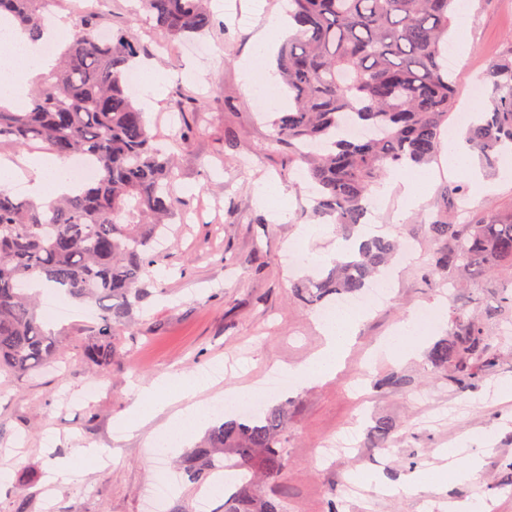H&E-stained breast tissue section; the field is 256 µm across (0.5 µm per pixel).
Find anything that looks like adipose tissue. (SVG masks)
Here are the masks:
<instances>
[{
    "label": "adipose tissue",
    "mask_w": 512,
    "mask_h": 512,
    "mask_svg": "<svg viewBox=\"0 0 512 512\" xmlns=\"http://www.w3.org/2000/svg\"><path fill=\"white\" fill-rule=\"evenodd\" d=\"M292 27L291 20L280 16L271 20L267 30L256 35L252 55L244 57L241 62V76L248 93H257L263 87L275 84V77L270 75L264 82L256 81L255 62L274 49L277 38L285 37ZM48 64L46 57L37 54L22 28H11L5 37L0 38V104L12 109L24 106L33 76ZM24 164L28 170L29 196L35 203L43 204L72 192L73 187L63 177L61 162L56 157L31 155L25 158ZM362 318V313L354 312L321 324L323 346L306 363L289 368V376L299 383L335 376L342 367ZM426 340L425 329L417 315L412 313L391 336L379 343L376 352L407 360L418 353ZM202 388L199 378L185 374H170L140 385L135 406L124 422L125 428H140L158 412L174 404L178 410L169 418L163 431L170 442L182 441L197 425L211 420L209 407L195 399Z\"/></svg>",
    "instance_id": "obj_1"
}]
</instances>
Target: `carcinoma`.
Instances as JSON below:
<instances>
[{
    "label": "carcinoma",
    "instance_id": "obj_1",
    "mask_svg": "<svg viewBox=\"0 0 512 512\" xmlns=\"http://www.w3.org/2000/svg\"><path fill=\"white\" fill-rule=\"evenodd\" d=\"M45 0H0V21L36 41L47 23ZM151 26L172 46L210 32V0H142ZM457 0H288L295 33L279 49L276 74L288 91V111L271 120L274 141L305 166L316 195L313 213L348 237L365 223L372 188L392 169L434 158L455 103L443 51ZM102 10L74 17L71 43L56 67L40 76L31 107H0V143L17 150L36 145L97 167L74 196L41 206L0 191V372L16 375L55 365L58 335L38 312L43 281L67 298L94 308L84 359L103 371L112 365L116 333L142 301L138 288L161 258L157 238L182 201L175 194V153L152 133L126 76L140 53L127 30L99 37ZM491 107L477 114L467 142L487 167L512 152V38L486 71ZM202 99L183 93L173 110L194 114ZM443 197L423 225L433 245L426 276L458 291L470 304L452 303L448 335L435 341L426 363L457 392L475 389L500 364L512 338V213L494 204L459 214ZM398 250L392 238L364 240L351 260L336 257L326 276L296 287L309 307L322 309L362 292ZM284 405L222 421L183 457L180 469L199 485L221 467L234 470L236 491L224 512H287L265 494L288 461L282 433ZM396 432L377 422L372 443L384 447Z\"/></svg>",
    "mask_w": 512,
    "mask_h": 512
}]
</instances>
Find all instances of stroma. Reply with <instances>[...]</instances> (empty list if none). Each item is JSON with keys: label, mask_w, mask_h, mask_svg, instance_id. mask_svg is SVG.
<instances>
[{"label": "stroma", "mask_w": 512, "mask_h": 512, "mask_svg": "<svg viewBox=\"0 0 512 512\" xmlns=\"http://www.w3.org/2000/svg\"><path fill=\"white\" fill-rule=\"evenodd\" d=\"M467 14L469 46L449 49L448 67L456 79L455 114L448 117V138L461 136L459 112L484 105L477 87L512 37V0H461ZM217 27L205 37L212 48L201 61L189 46L171 51L150 29L139 0H112V26L133 30L142 57L155 61L164 74V91L147 119L155 134L182 139L176 151L175 189L186 204L181 221L166 243L162 264L141 285L145 299L131 322L116 337V353L103 373L94 372L82 355L89 320L82 306L67 302L50 312L49 328L61 339L59 370L27 376L0 372V470L9 475L0 489V512H143L142 490L156 469L170 470L171 493L164 512H222L224 499L204 495L171 466L205 434L196 429L178 446L157 458L146 441L168 419L159 413L141 429L121 425L135 402V384L168 373L212 377L201 393L209 405L223 403L231 387H249L266 379L278 366L305 362L323 344L320 311L297 298L294 286L319 277L323 255L341 240L334 225L324 233L301 237L308 223L311 186L301 179L287 147L276 145L272 130L256 111L255 95L243 87L242 57L250 55L255 34L274 17L286 13L288 0H213ZM183 90L205 99L203 119L181 121L169 101ZM431 183L420 204L398 217L397 194L381 196L374 224L383 234L406 238L422 235L424 218L435 211L441 193L464 183L473 209L495 203L512 211V157L497 170L480 169V183L435 159L426 164ZM267 178L284 186L290 221L272 219L253 199V183ZM302 244L307 261L291 267L285 256ZM428 244H420L414 261L397 266L393 293L382 307L360 323L343 369L331 379L265 392L262 406L288 405L284 443L288 470L273 489L288 512H448L452 499H468L512 512V401L496 403V383L512 381V356L477 389L449 391L423 358L380 359L367 366L373 346L417 308H447L436 286L425 284L420 269ZM407 381L405 390L384 388L388 375ZM99 391L84 400L87 384ZM432 397L415 400L417 390ZM398 426L389 447L368 438L375 419ZM359 435L353 454L322 458L320 444L345 430ZM469 437L490 441L479 477L450 480L428 490L406 489L393 496L368 484L371 473L396 482L410 474L431 472L440 449L458 446ZM93 446L111 453L108 467L99 468L83 456ZM66 460L73 469L66 478L48 482L54 463ZM356 480L363 492L355 499L342 495L345 481Z\"/></svg>", "instance_id": "35a3bbf8"}]
</instances>
